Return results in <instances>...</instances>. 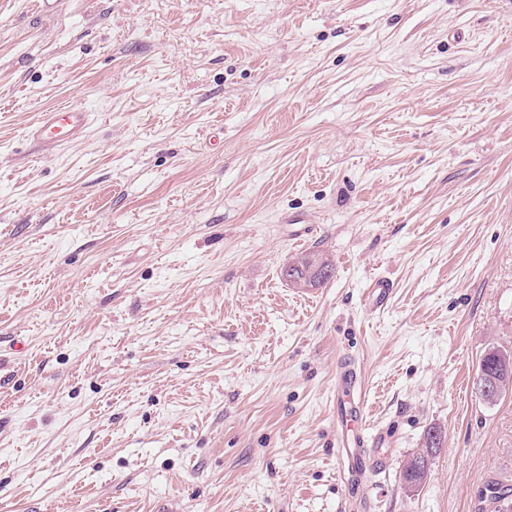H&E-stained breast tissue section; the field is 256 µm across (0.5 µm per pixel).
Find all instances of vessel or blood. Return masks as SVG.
<instances>
[{
	"mask_svg": "<svg viewBox=\"0 0 512 512\" xmlns=\"http://www.w3.org/2000/svg\"><path fill=\"white\" fill-rule=\"evenodd\" d=\"M91 111L77 104L60 105L44 111L27 130L28 141L38 152L51 154L81 138L89 127ZM354 399L357 405L339 414L336 421V458L353 476L364 477L371 465V448L377 447L381 432H369L363 416L366 403L364 379L360 371L342 365L336 373V400Z\"/></svg>",
	"mask_w": 512,
	"mask_h": 512,
	"instance_id": "vessel-or-blood-1",
	"label": "vessel or blood"
}]
</instances>
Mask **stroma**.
<instances>
[{"label": "stroma", "instance_id": "1", "mask_svg": "<svg viewBox=\"0 0 512 512\" xmlns=\"http://www.w3.org/2000/svg\"><path fill=\"white\" fill-rule=\"evenodd\" d=\"M68 103L86 135L34 151ZM312 249L333 276L296 291L281 269ZM492 346L512 350L498 0H0V512H479L512 484V393H474ZM345 360L390 438L354 491ZM93 119L80 105H60L44 111L27 130V140L43 154H52L81 138ZM440 445L441 441L435 444L434 447H427L425 441V448L412 454L406 461L402 468V482L407 490L415 491L427 482L430 475L429 456L433 449L440 448ZM512 498V485L503 484L501 482L491 481L487 484L485 491L481 493L482 502H488L491 506L490 512L501 511L499 505L501 502L509 504Z\"/></svg>", "mask_w": 512, "mask_h": 512}]
</instances>
